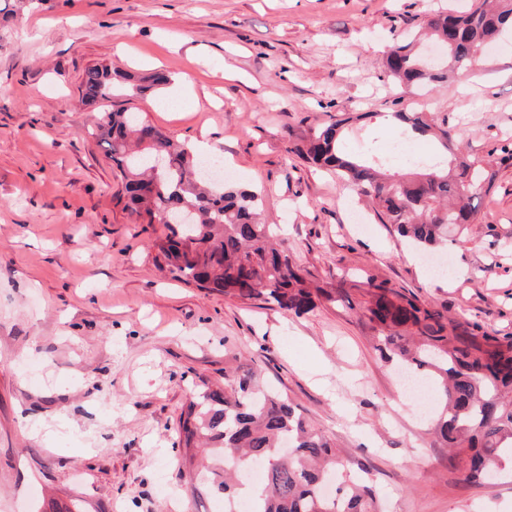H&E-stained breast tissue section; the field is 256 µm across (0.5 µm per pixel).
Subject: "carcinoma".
I'll list each match as a JSON object with an SVG mask.
<instances>
[{
    "label": "carcinoma",
    "instance_id": "carcinoma-1",
    "mask_svg": "<svg viewBox=\"0 0 512 512\" xmlns=\"http://www.w3.org/2000/svg\"><path fill=\"white\" fill-rule=\"evenodd\" d=\"M425 25L446 63L427 59L413 39L394 43L386 70L400 88L443 84L448 72L471 66L512 29V0H471L461 11L434 12ZM168 83L163 72L135 82L110 66H94L84 73L82 101L141 94ZM392 118L414 136L434 138L439 151L452 155L450 163L411 161L405 172L372 156L349 155L341 147L345 119L311 130L291 151L335 171L353 192L371 198L383 223L429 255L477 221V202L492 188L495 166L512 161V150L502 148L499 158L476 157L463 151L457 129L424 112H395ZM140 125L131 112H105L91 135L121 172L124 209L130 214L150 224L165 212L192 215L179 231L153 242L159 269L242 300L261 297L297 316L320 299L352 303V290L358 288L353 280L342 278L329 290L311 287L288 248L261 222L258 192L203 177L202 159L193 148L155 126L152 142L144 144ZM367 285L356 311L373 331L374 349L385 361L432 382L442 408L435 437L456 454L466 481L489 477L502 466L503 449H512V335L491 332L463 315L452 317L385 280ZM225 379L224 389L191 397L175 439L190 464L200 449H217L224 456V467L212 470L208 479L211 493L224 501V512L240 495L237 470L253 465L265 474L250 493L254 512H379L366 484L323 493L340 467L336 445L308 424L288 396L258 384L248 361L225 370Z\"/></svg>",
    "mask_w": 512,
    "mask_h": 512
}]
</instances>
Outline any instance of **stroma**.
Returning <instances> with one entry per match:
<instances>
[{"label":"stroma","mask_w":512,"mask_h":512,"mask_svg":"<svg viewBox=\"0 0 512 512\" xmlns=\"http://www.w3.org/2000/svg\"><path fill=\"white\" fill-rule=\"evenodd\" d=\"M465 0H31L0 22V512H220L193 487L173 441L191 393L251 357L335 443L339 479L366 475L384 512H512V467L463 480L402 401L393 364L356 313L321 303L295 316L172 279L152 243L170 226L124 210L118 168L89 129L127 110L171 138L207 143L261 220L322 287L347 277L400 291L512 334V162L479 219L430 276L420 252L333 173L292 154L348 113L344 149L401 127L371 112L426 103L484 156L512 142V39L426 99L396 88L387 45L434 8ZM195 77L149 95L81 100L87 68Z\"/></svg>","instance_id":"1"}]
</instances>
